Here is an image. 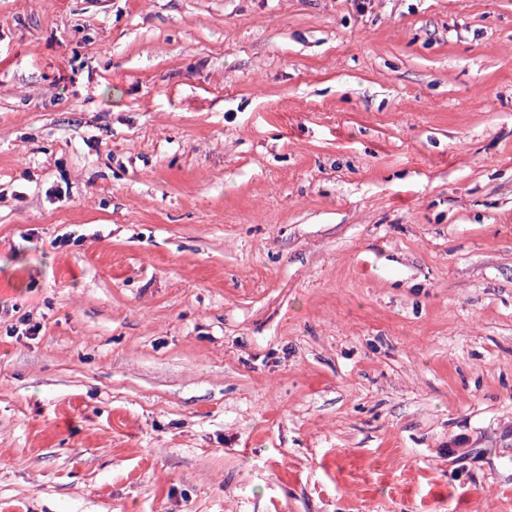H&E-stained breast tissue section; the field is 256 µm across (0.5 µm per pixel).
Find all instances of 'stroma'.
I'll list each match as a JSON object with an SVG mask.
<instances>
[{"label":"stroma","mask_w":512,"mask_h":512,"mask_svg":"<svg viewBox=\"0 0 512 512\" xmlns=\"http://www.w3.org/2000/svg\"><path fill=\"white\" fill-rule=\"evenodd\" d=\"M0 512H512V0H0Z\"/></svg>","instance_id":"obj_1"}]
</instances>
